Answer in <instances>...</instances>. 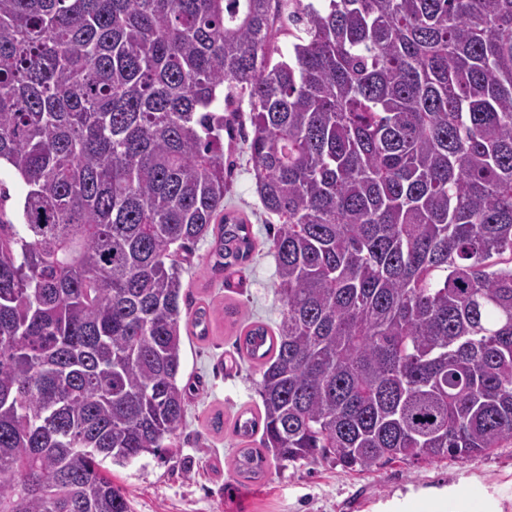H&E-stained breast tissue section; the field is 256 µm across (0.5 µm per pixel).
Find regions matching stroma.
Masks as SVG:
<instances>
[{"label":"stroma","mask_w":512,"mask_h":512,"mask_svg":"<svg viewBox=\"0 0 512 512\" xmlns=\"http://www.w3.org/2000/svg\"><path fill=\"white\" fill-rule=\"evenodd\" d=\"M242 117L224 137L231 162L225 206L243 217L256 249L244 266L213 275L210 239L195 243L182 272L193 301L210 307L208 337L183 333L182 379L192 391L175 446L113 467L112 481L131 501L133 512H407L410 502L451 486L493 497L500 512H512V447L467 460L395 461L368 472L329 460L288 463L268 459L256 477L235 466L241 452L261 445L260 435L238 437L236 422L262 410L259 361L237 350L241 329L261 324L276 330L282 305L269 230L277 224L258 196ZM221 419L214 427L213 419Z\"/></svg>","instance_id":"35a3bbf8"}]
</instances>
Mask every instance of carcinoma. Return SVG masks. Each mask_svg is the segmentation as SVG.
Masks as SVG:
<instances>
[{"label":"carcinoma","mask_w":512,"mask_h":512,"mask_svg":"<svg viewBox=\"0 0 512 512\" xmlns=\"http://www.w3.org/2000/svg\"><path fill=\"white\" fill-rule=\"evenodd\" d=\"M245 101L283 315L236 433L360 472L512 446V0H0V512H132L108 464L171 447L176 256L254 249ZM0 193L1 216L13 224H20L25 186L14 170L4 162L0 167Z\"/></svg>","instance_id":"1"}]
</instances>
